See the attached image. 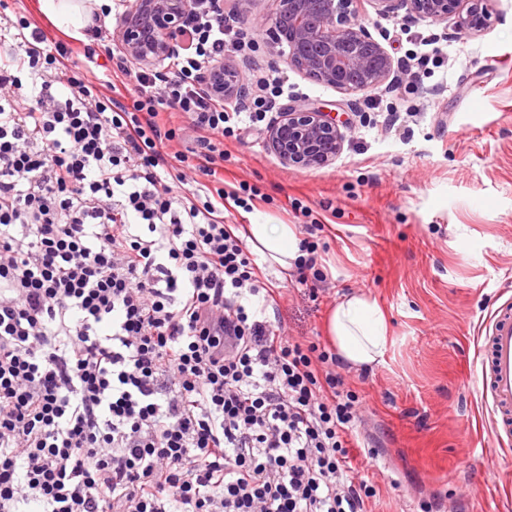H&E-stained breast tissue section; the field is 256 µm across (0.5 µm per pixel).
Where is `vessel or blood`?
<instances>
[{"label": "vessel or blood", "mask_w": 512, "mask_h": 512, "mask_svg": "<svg viewBox=\"0 0 512 512\" xmlns=\"http://www.w3.org/2000/svg\"><path fill=\"white\" fill-rule=\"evenodd\" d=\"M483 395L490 405V427L500 445L512 444V305L490 316L478 346Z\"/></svg>", "instance_id": "vessel-or-blood-1"}]
</instances>
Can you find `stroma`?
<instances>
[{
  "label": "stroma",
  "mask_w": 512,
  "mask_h": 512,
  "mask_svg": "<svg viewBox=\"0 0 512 512\" xmlns=\"http://www.w3.org/2000/svg\"><path fill=\"white\" fill-rule=\"evenodd\" d=\"M357 19L394 59L376 89L346 93L288 72L291 104L332 113L347 125L342 153L316 169L287 166L265 131L224 143V178L257 186L266 201L229 211V224L323 226L326 282L316 299L265 268L281 288L271 322L286 334L327 343L325 319L343 296L363 292L385 312L379 364L340 372L366 409L363 429L379 448L360 461L381 491L374 512H512V446L489 427L475 341L512 298V0H494L490 26L477 35L428 19L377 14ZM442 50L421 77L403 67L419 40ZM300 199L307 213L292 210Z\"/></svg>",
  "instance_id": "35a3bbf8"
}]
</instances>
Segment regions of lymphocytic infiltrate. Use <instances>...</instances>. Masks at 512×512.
Instances as JSON below:
<instances>
[{
  "label": "lymphocytic infiltrate",
  "mask_w": 512,
  "mask_h": 512,
  "mask_svg": "<svg viewBox=\"0 0 512 512\" xmlns=\"http://www.w3.org/2000/svg\"><path fill=\"white\" fill-rule=\"evenodd\" d=\"M111 13L78 51L0 0V512H370L338 357L258 319L278 291L224 221L263 195L210 183L270 108L201 84L240 18L193 0L149 70Z\"/></svg>",
  "instance_id": "obj_1"
}]
</instances>
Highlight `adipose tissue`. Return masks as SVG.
I'll return each instance as SVG.
<instances>
[{
	"label": "adipose tissue",
	"mask_w": 512,
	"mask_h": 512,
	"mask_svg": "<svg viewBox=\"0 0 512 512\" xmlns=\"http://www.w3.org/2000/svg\"><path fill=\"white\" fill-rule=\"evenodd\" d=\"M107 0H38L39 10L72 36H79L94 9ZM249 242L265 263L288 269L299 255V237L291 224H252ZM331 343L350 367L378 364L386 344L387 325L378 301L364 294L341 299L326 322Z\"/></svg>",
	"instance_id": "ef3b65f1"
}]
</instances>
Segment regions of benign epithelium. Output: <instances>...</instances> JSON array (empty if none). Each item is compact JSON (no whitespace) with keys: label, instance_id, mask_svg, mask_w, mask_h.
Segmentation results:
<instances>
[{"label":"benign epithelium","instance_id":"1","mask_svg":"<svg viewBox=\"0 0 512 512\" xmlns=\"http://www.w3.org/2000/svg\"><path fill=\"white\" fill-rule=\"evenodd\" d=\"M359 0H277L262 26L274 49L288 45L284 63L307 78L344 92L380 86L393 68L388 51L358 22ZM383 15L451 23L462 34L482 32L491 17L490 0H367ZM190 0H126V10L112 29V44L139 66L157 67L181 44ZM205 87L226 99L247 93L230 62L208 69ZM268 142L285 165L320 168L343 150L346 134L336 117L305 104H292L267 129Z\"/></svg>","mask_w":512,"mask_h":512}]
</instances>
